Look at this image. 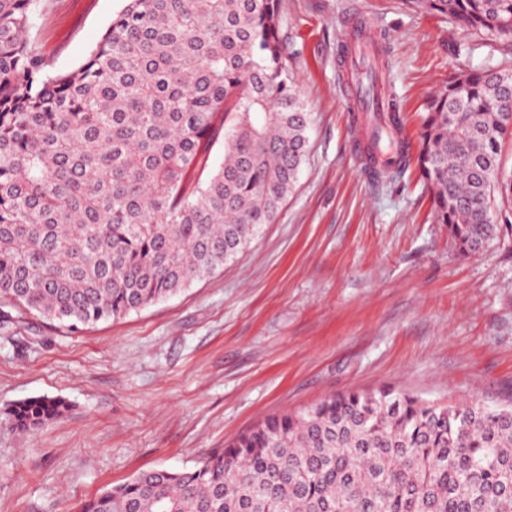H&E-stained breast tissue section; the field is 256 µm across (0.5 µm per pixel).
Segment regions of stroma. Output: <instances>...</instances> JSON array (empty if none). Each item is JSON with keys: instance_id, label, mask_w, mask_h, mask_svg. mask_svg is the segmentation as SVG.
<instances>
[{"instance_id": "35a3bbf8", "label": "stroma", "mask_w": 512, "mask_h": 512, "mask_svg": "<svg viewBox=\"0 0 512 512\" xmlns=\"http://www.w3.org/2000/svg\"><path fill=\"white\" fill-rule=\"evenodd\" d=\"M125 0H42L46 61L86 60ZM280 36L310 118L307 156L274 223L180 293L81 333L21 310L0 323V512H78L137 473L193 469L266 417L390 388L512 406V228L463 254L417 168L382 183L350 129L345 15L388 62L382 90L410 139L436 86L464 66L512 70V43L410 0H279ZM57 397L33 435L3 417Z\"/></svg>"}]
</instances>
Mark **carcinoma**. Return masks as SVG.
Listing matches in <instances>:
<instances>
[{
  "label": "carcinoma",
  "mask_w": 512,
  "mask_h": 512,
  "mask_svg": "<svg viewBox=\"0 0 512 512\" xmlns=\"http://www.w3.org/2000/svg\"><path fill=\"white\" fill-rule=\"evenodd\" d=\"M512 40V0H417ZM41 0H0V319L20 308L79 332L137 312L235 258L276 218L306 154L278 0H126L85 62L50 68ZM366 132L374 171L415 164L459 249L512 200V71L462 69L430 97L417 150L394 102ZM222 147L219 166L209 164ZM66 403L4 415L34 432ZM79 512H512V413L382 390L267 418L188 471L150 469Z\"/></svg>",
  "instance_id": "1"
}]
</instances>
